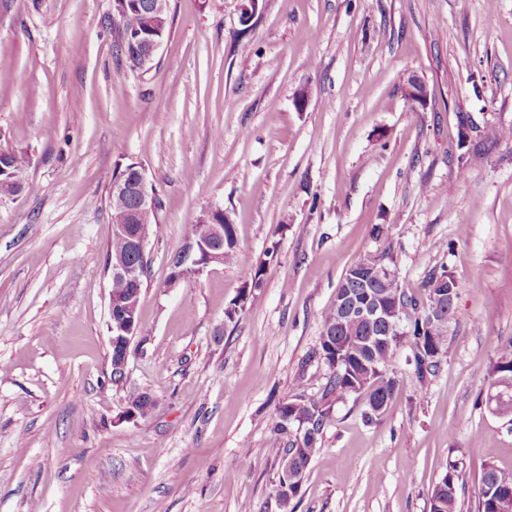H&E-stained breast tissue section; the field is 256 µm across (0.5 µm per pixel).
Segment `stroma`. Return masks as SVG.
Returning a JSON list of instances; mask_svg holds the SVG:
<instances>
[{
	"label": "stroma",
	"instance_id": "stroma-1",
	"mask_svg": "<svg viewBox=\"0 0 512 512\" xmlns=\"http://www.w3.org/2000/svg\"><path fill=\"white\" fill-rule=\"evenodd\" d=\"M243 2L170 0L133 69L102 25L112 0H0V149L28 155L26 191L0 198V512H429L452 457L477 512L484 464L512 470V419L485 402L512 338V139L462 150L457 126L512 127V0H257L246 24ZM412 76L426 108L405 100ZM130 164L163 232L115 385L109 194ZM211 206L265 266L231 321L240 265L168 284ZM388 247L409 292L434 268L456 280L448 356L421 386L402 349L374 425L364 396L334 403L281 506L277 406L320 400L321 314ZM132 391L156 406L129 422ZM490 375L492 381L497 378H508L512 383V339L498 344Z\"/></svg>",
	"mask_w": 512,
	"mask_h": 512
}]
</instances>
